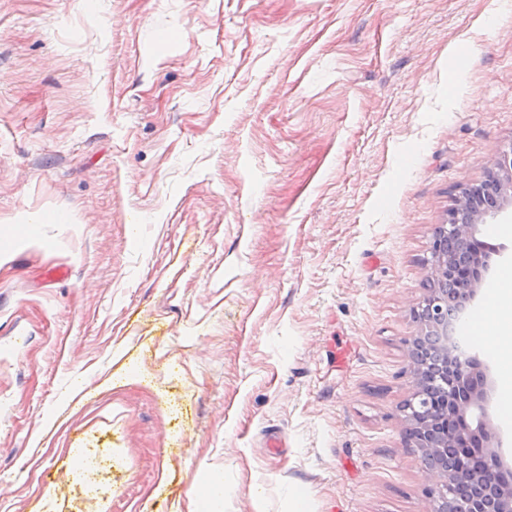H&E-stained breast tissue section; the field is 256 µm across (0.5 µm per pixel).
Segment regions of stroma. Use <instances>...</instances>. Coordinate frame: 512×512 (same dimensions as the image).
<instances>
[{"instance_id": "35a3bbf8", "label": "stroma", "mask_w": 512, "mask_h": 512, "mask_svg": "<svg viewBox=\"0 0 512 512\" xmlns=\"http://www.w3.org/2000/svg\"><path fill=\"white\" fill-rule=\"evenodd\" d=\"M511 150L512 0H0V512H433L414 312ZM487 199L488 195L485 199L480 195L475 196L474 194L462 196L453 210V219L459 224H453L452 216L450 215L445 229L448 228V231H453L463 245L470 244L476 238L479 231V224H463V222L468 221L472 215L477 218L486 209Z\"/></svg>"}]
</instances>
